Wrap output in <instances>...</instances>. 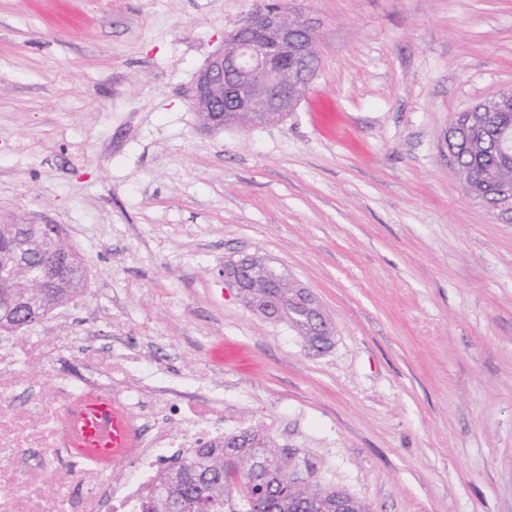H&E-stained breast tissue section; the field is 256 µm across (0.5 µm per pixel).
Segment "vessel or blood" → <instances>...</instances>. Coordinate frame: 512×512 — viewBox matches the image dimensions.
I'll list each match as a JSON object with an SVG mask.
<instances>
[{"mask_svg":"<svg viewBox=\"0 0 512 512\" xmlns=\"http://www.w3.org/2000/svg\"><path fill=\"white\" fill-rule=\"evenodd\" d=\"M79 419L81 427L73 443L78 453L117 460L130 448L128 418L108 396L86 402L79 412Z\"/></svg>","mask_w":512,"mask_h":512,"instance_id":"obj_1","label":"vessel or blood"}]
</instances>
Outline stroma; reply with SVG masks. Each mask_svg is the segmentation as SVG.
<instances>
[{
    "label": "stroma",
    "instance_id": "obj_1",
    "mask_svg": "<svg viewBox=\"0 0 512 512\" xmlns=\"http://www.w3.org/2000/svg\"><path fill=\"white\" fill-rule=\"evenodd\" d=\"M269 0H0V220L54 224L83 292L28 328L138 356L147 392L224 404L370 512H512V222L444 134L512 86V0H291L320 69L279 124L204 128L197 71ZM287 270L311 354L224 262ZM220 343L237 362L213 361ZM263 258L255 255H245L238 259H229L224 262V282L231 288H235L239 297L243 298L247 289L244 302L249 308L253 307L254 301L263 307L277 306L283 309L288 308V304L304 303L308 297L302 294L303 288H283L280 282H273L263 288L268 281H271L280 275L276 269L264 271L256 277L259 288H255V273L261 269H271ZM274 288H283L279 291H274ZM254 312L263 316L266 319L273 321H288V326L296 325L307 320L319 325L322 330V336L316 340L306 342L310 351L316 353L324 352L331 344L332 336L334 335L333 323L323 313L317 303L306 304L305 308H288L285 315L270 316L269 311L263 313L262 311L252 308Z\"/></svg>",
    "mask_w": 512,
    "mask_h": 512
}]
</instances>
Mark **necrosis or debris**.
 <instances>
[{
  "mask_svg": "<svg viewBox=\"0 0 512 512\" xmlns=\"http://www.w3.org/2000/svg\"><path fill=\"white\" fill-rule=\"evenodd\" d=\"M74 336H0V512H141L157 466L171 450L190 454L224 439V408L203 401L177 408L146 395L123 362L93 355L97 378L63 380L48 367L74 351ZM105 394L130 420L132 444L119 460L79 454V408Z\"/></svg>",
  "mask_w": 512,
  "mask_h": 512,
  "instance_id": "obj_1",
  "label": "necrosis or debris"
}]
</instances>
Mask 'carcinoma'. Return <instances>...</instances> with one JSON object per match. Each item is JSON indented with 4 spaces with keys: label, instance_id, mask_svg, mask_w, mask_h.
Wrapping results in <instances>:
<instances>
[{
    "label": "carcinoma",
    "instance_id": "1",
    "mask_svg": "<svg viewBox=\"0 0 512 512\" xmlns=\"http://www.w3.org/2000/svg\"><path fill=\"white\" fill-rule=\"evenodd\" d=\"M508 123L512 113L484 112L459 115V125L448 134V150L455 156L454 174L466 192L487 199L496 198L502 187V169L493 128ZM281 275L276 269L256 277L258 287L250 289L244 302L253 307L303 303L300 288L275 291L265 284ZM85 283V269L69 280L64 300L76 296ZM290 451L275 452L257 431L224 438V442L197 449L190 456L176 458V465L158 475L153 496L142 512H194L204 506L208 512H336L337 489L310 482L296 485L288 479Z\"/></svg>",
    "mask_w": 512,
    "mask_h": 512
}]
</instances>
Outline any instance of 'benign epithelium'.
Returning <instances> with one entry per match:
<instances>
[{
	"instance_id": "7a95c632",
	"label": "benign epithelium",
	"mask_w": 512,
	"mask_h": 512,
	"mask_svg": "<svg viewBox=\"0 0 512 512\" xmlns=\"http://www.w3.org/2000/svg\"><path fill=\"white\" fill-rule=\"evenodd\" d=\"M310 20L302 26L288 22V12L272 5L257 10L242 24L224 36L222 48L216 51L196 75L192 107L204 124L214 130L240 126L241 116H253L252 126L284 120L305 96L315 75L316 59L309 47ZM488 112L512 106V88L482 101ZM71 252L62 251L54 262V276L32 280L39 291L25 289L8 299L6 316L16 324L39 320L46 307L51 288L66 278ZM20 258L0 252V279L10 281ZM270 268L263 258L245 255L224 262V282L244 296L255 287V273ZM266 319L295 325L307 320L319 325L322 336L307 342L309 350L322 353L331 344L333 323L318 304L290 308L280 316L257 311Z\"/></svg>"
}]
</instances>
